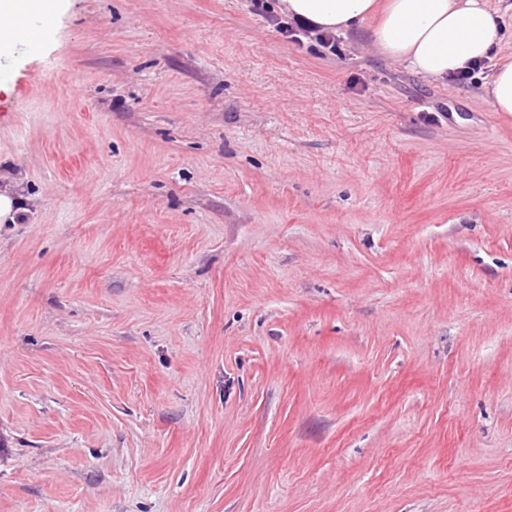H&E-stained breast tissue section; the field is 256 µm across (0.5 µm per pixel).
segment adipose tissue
<instances>
[{"label":"adipose tissue","instance_id":"adipose-tissue-1","mask_svg":"<svg viewBox=\"0 0 512 512\" xmlns=\"http://www.w3.org/2000/svg\"><path fill=\"white\" fill-rule=\"evenodd\" d=\"M27 5L28 36L0 40V75L26 41L50 31L55 0H27ZM275 9L329 32L369 27L382 55L430 82L447 81L467 64L487 59L499 42L488 0H278Z\"/></svg>","mask_w":512,"mask_h":512}]
</instances>
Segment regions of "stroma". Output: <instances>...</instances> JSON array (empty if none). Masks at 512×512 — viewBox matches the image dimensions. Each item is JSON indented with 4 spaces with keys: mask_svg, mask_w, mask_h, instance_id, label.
I'll return each instance as SVG.
<instances>
[{
    "mask_svg": "<svg viewBox=\"0 0 512 512\" xmlns=\"http://www.w3.org/2000/svg\"><path fill=\"white\" fill-rule=\"evenodd\" d=\"M251 0H59L0 90V512H512V113ZM261 0H253V6L256 11H260L265 14V18L268 23L275 27V29L280 32L282 35L288 38V35L293 41H301L300 37L313 38L322 46L328 47L330 50H335L336 48V37L332 33H316L317 30L313 27H308L307 25H303L298 21L288 22L281 17L273 14L271 11H268L266 7L264 8V3ZM312 33H315L312 35ZM26 210L19 186L12 182L0 184V224H16Z\"/></svg>",
    "mask_w": 512,
    "mask_h": 512,
    "instance_id": "stroma-1",
    "label": "stroma"
}]
</instances>
